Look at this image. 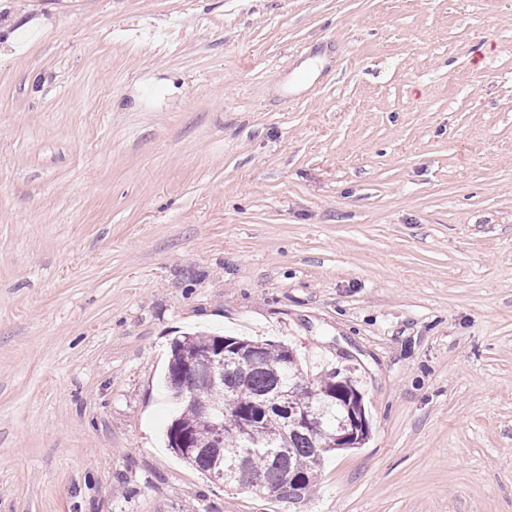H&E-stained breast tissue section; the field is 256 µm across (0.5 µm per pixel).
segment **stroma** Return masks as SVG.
Instances as JSON below:
<instances>
[{
	"label": "stroma",
	"instance_id": "obj_1",
	"mask_svg": "<svg viewBox=\"0 0 512 512\" xmlns=\"http://www.w3.org/2000/svg\"><path fill=\"white\" fill-rule=\"evenodd\" d=\"M195 331L355 369L367 443L208 479ZM0 512H512V0H0Z\"/></svg>",
	"mask_w": 512,
	"mask_h": 512
}]
</instances>
